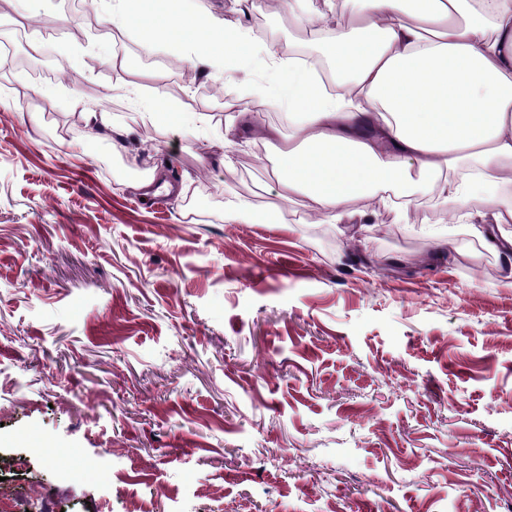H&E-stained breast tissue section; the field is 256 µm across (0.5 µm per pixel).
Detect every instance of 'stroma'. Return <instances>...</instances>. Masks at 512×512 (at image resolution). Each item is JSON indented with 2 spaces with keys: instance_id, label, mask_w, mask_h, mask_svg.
<instances>
[{
  "instance_id": "1",
  "label": "stroma",
  "mask_w": 512,
  "mask_h": 512,
  "mask_svg": "<svg viewBox=\"0 0 512 512\" xmlns=\"http://www.w3.org/2000/svg\"><path fill=\"white\" fill-rule=\"evenodd\" d=\"M194 4L317 51L267 0ZM88 6L79 41L73 0H0V493L30 487L29 512H512V283L480 222L375 200L315 238L275 147L192 122L230 123L223 92L248 103L271 73L194 69L221 90L196 108L171 52ZM22 29L80 71L35 83ZM159 94L176 119L132 123ZM88 112L111 130L64 137ZM152 170L176 192L130 190ZM240 203L286 219H226Z\"/></svg>"
}]
</instances>
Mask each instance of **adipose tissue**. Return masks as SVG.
Segmentation results:
<instances>
[{
	"label": "adipose tissue",
	"mask_w": 512,
	"mask_h": 512,
	"mask_svg": "<svg viewBox=\"0 0 512 512\" xmlns=\"http://www.w3.org/2000/svg\"><path fill=\"white\" fill-rule=\"evenodd\" d=\"M357 26L332 27L328 15H298L303 27L332 28L323 44L336 86L250 32L200 11L193 0H113L140 44L187 52L191 67L235 62L276 74L256 85L239 119L266 107L295 118L277 142L280 197L307 196L324 222L350 216L357 201L399 195L408 218L416 193L436 194L448 221L465 224L482 202L488 232L512 222L500 198L512 185V0H346Z\"/></svg>",
	"instance_id": "ef3b65f1"
}]
</instances>
